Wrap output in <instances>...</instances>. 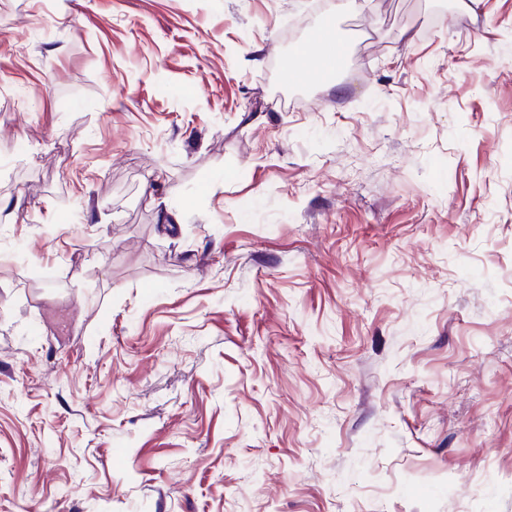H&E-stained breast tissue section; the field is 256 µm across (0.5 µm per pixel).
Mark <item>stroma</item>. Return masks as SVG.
I'll use <instances>...</instances> for the list:
<instances>
[{
  "mask_svg": "<svg viewBox=\"0 0 512 512\" xmlns=\"http://www.w3.org/2000/svg\"><path fill=\"white\" fill-rule=\"evenodd\" d=\"M0 512H512V0H0Z\"/></svg>",
  "mask_w": 512,
  "mask_h": 512,
  "instance_id": "1",
  "label": "stroma"
}]
</instances>
